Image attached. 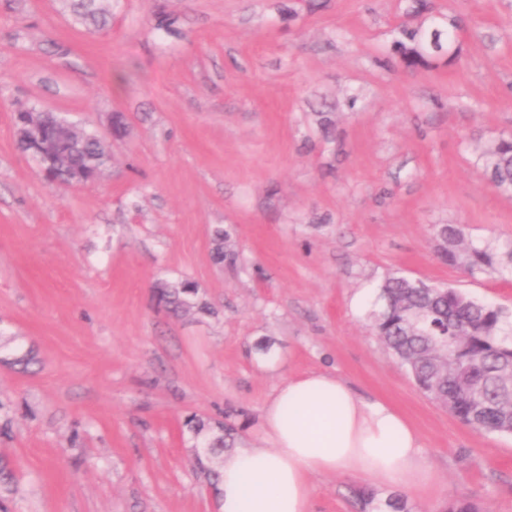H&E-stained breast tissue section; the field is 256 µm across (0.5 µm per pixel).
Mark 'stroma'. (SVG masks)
Wrapping results in <instances>:
<instances>
[{
  "instance_id": "stroma-1",
  "label": "stroma",
  "mask_w": 512,
  "mask_h": 512,
  "mask_svg": "<svg viewBox=\"0 0 512 512\" xmlns=\"http://www.w3.org/2000/svg\"><path fill=\"white\" fill-rule=\"evenodd\" d=\"M109 3L84 25L0 0V512H218L206 442L229 422L267 448L265 401L316 368L417 429L435 481L412 512H512V434L420 392L355 306L397 273L512 314V275L435 249L442 224L512 242V197L477 164L512 136V0ZM452 18L454 61L403 63L397 25ZM32 106L102 134L123 117L97 181L45 179L17 143ZM183 279L196 306L169 313L158 289ZM311 482L313 512H359L363 481Z\"/></svg>"
}]
</instances>
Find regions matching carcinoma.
Returning a JSON list of instances; mask_svg holds the SVG:
<instances>
[{"instance_id":"carcinoma-1","label":"carcinoma","mask_w":512,"mask_h":512,"mask_svg":"<svg viewBox=\"0 0 512 512\" xmlns=\"http://www.w3.org/2000/svg\"><path fill=\"white\" fill-rule=\"evenodd\" d=\"M420 27L396 29L403 46V61L411 66L430 58L448 56L455 42L454 29ZM78 148L69 162L76 168L93 170L105 165L108 156L98 149L96 134L76 135ZM479 163L495 191L512 196V138H500L479 155ZM436 253L440 260L470 274L512 272V244L487 241L463 243L460 227L441 225L436 233ZM214 258L230 265L236 253L227 244L224 232L215 237ZM195 287L183 281L160 294V302L177 310L189 306L187 297ZM368 317L377 335L411 373L417 386L439 401L462 422L480 432L507 434L512 429V317L497 307L475 301L448 288L423 280L391 275L379 288ZM448 336L465 338L466 359L448 371V360L440 354ZM223 434L209 442L211 448H231L236 436L226 423Z\"/></svg>"}]
</instances>
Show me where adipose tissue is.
I'll use <instances>...</instances> for the list:
<instances>
[{
  "instance_id": "1",
  "label": "adipose tissue",
  "mask_w": 512,
  "mask_h": 512,
  "mask_svg": "<svg viewBox=\"0 0 512 512\" xmlns=\"http://www.w3.org/2000/svg\"><path fill=\"white\" fill-rule=\"evenodd\" d=\"M262 420L269 450L241 445L222 459L220 512H312L315 474L411 492L434 482L421 437L404 414L331 372L284 381L264 403Z\"/></svg>"
}]
</instances>
